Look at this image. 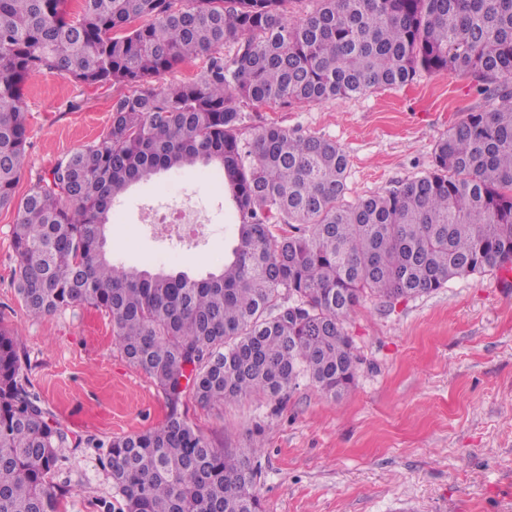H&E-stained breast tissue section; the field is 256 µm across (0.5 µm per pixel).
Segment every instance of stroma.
I'll return each mask as SVG.
<instances>
[{
    "instance_id": "stroma-1",
    "label": "stroma",
    "mask_w": 512,
    "mask_h": 512,
    "mask_svg": "<svg viewBox=\"0 0 512 512\" xmlns=\"http://www.w3.org/2000/svg\"><path fill=\"white\" fill-rule=\"evenodd\" d=\"M121 88L89 89L50 72L25 86L30 145L18 193L59 158L100 138ZM483 100L460 73H417L408 85L282 110L247 107L241 138L274 123L335 141L346 153L347 201L423 175L435 143ZM213 170L161 173L133 185L107 226V249L134 265L159 242L134 222L153 200L185 193L228 202ZM15 214L0 211V327L21 339L31 390L73 443L54 476L66 512H123L96 440L160 426L168 413L153 380L112 342V319L84 304L34 318L13 285ZM225 226L202 254L170 255L166 267L201 278L224 262ZM345 327L359 358L341 397L300 381L280 396L254 394L181 406L209 439L261 451L263 512H512V290L498 272L451 279L431 293L391 302L366 298Z\"/></svg>"
}]
</instances>
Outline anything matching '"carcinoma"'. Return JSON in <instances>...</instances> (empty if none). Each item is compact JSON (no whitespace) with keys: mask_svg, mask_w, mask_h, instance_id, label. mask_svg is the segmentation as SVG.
I'll return each instance as SVG.
<instances>
[{"mask_svg":"<svg viewBox=\"0 0 512 512\" xmlns=\"http://www.w3.org/2000/svg\"><path fill=\"white\" fill-rule=\"evenodd\" d=\"M70 2L0 0V209L15 211L16 292L34 317L104 309L114 344L167 399L162 425L96 443L125 512H261L257 449L208 440L179 410L183 394L206 406L307 379L335 398L354 382L345 318L361 299L512 264V0H319L297 20L288 0ZM204 54L199 76L155 85ZM40 70L130 91L101 138L19 196L24 89ZM420 70L473 75L489 107L435 144L426 174L385 193L345 201L348 158L333 140L275 124L240 137L249 104L357 97ZM198 163L220 171L237 226L221 271L113 263V202ZM20 345L0 328V512H65L52 475L72 441L31 392Z\"/></svg>","mask_w":512,"mask_h":512,"instance_id":"obj_1","label":"carcinoma"}]
</instances>
